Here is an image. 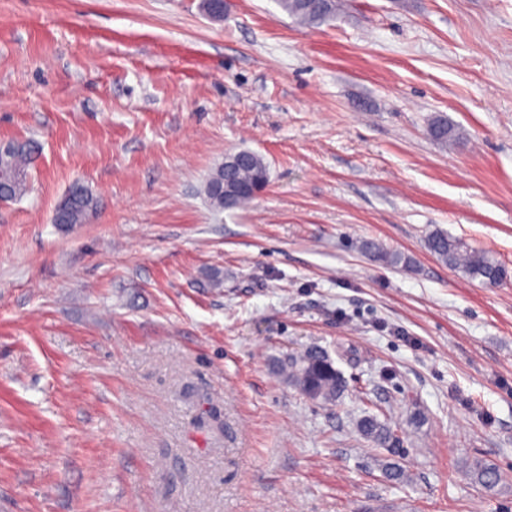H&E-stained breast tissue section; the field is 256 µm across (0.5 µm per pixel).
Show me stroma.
<instances>
[{
	"label": "stroma",
	"mask_w": 512,
	"mask_h": 512,
	"mask_svg": "<svg viewBox=\"0 0 512 512\" xmlns=\"http://www.w3.org/2000/svg\"><path fill=\"white\" fill-rule=\"evenodd\" d=\"M439 115L465 139L433 141ZM15 138L40 155L0 201V512H512V279L425 245L442 229L512 269V0H338L314 27L276 0L219 21L0 0ZM240 150L268 185L214 210L203 185ZM76 181L98 208L64 232ZM310 349L336 403L282 371ZM361 250L370 256H373L374 258L382 261L388 266L392 267H398V266H404L407 267L410 265V259L406 257L405 255L396 252V251H389L384 249L379 244L372 242V241H364L361 244ZM358 432L378 446H384L391 440V430L387 424L377 418L365 416L357 423Z\"/></svg>",
	"instance_id": "obj_1"
}]
</instances>
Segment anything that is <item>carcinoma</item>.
I'll return each mask as SVG.
<instances>
[{
  "mask_svg": "<svg viewBox=\"0 0 512 512\" xmlns=\"http://www.w3.org/2000/svg\"><path fill=\"white\" fill-rule=\"evenodd\" d=\"M280 7L292 18L305 25H321L336 18V0H277ZM430 138L446 143L459 138L454 126L446 118L434 119L427 128ZM38 153V145L31 139H16L7 142V149L0 151V198L13 200L28 190V168ZM268 166L262 156L253 153L232 166L218 165L208 176L204 194L216 210L235 209L247 205L254 199V190L264 188L268 182ZM223 185V195L214 188ZM98 200L81 182L70 185L55 209L54 222L64 230H70L86 222L97 210ZM428 250L441 262L464 273L472 279L494 286L512 278L508 269L487 252L468 251L463 244L442 230L433 231L426 240ZM361 250L388 266L407 267L410 259L405 255L384 249L372 241L361 244ZM289 378L309 398L331 404L346 388L341 373L334 367L329 356L307 352L289 360ZM358 432L378 446L391 440V430L377 418L365 416L357 423ZM474 480L491 488L501 476L490 465L478 461L472 470Z\"/></svg>",
  "mask_w": 512,
  "mask_h": 512,
  "instance_id": "1",
  "label": "carcinoma"
}]
</instances>
